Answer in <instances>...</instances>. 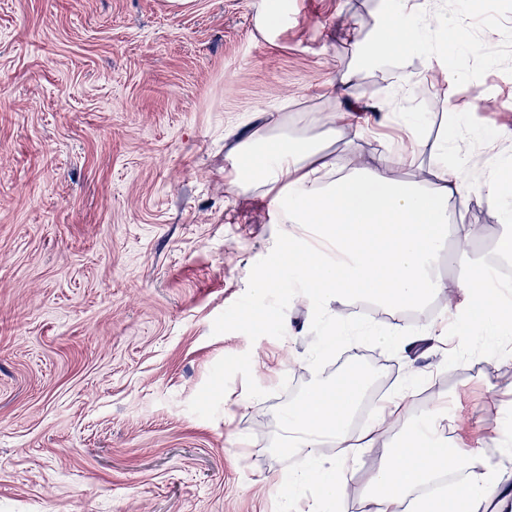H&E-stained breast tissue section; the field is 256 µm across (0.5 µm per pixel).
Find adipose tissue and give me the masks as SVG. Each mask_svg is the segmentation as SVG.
<instances>
[{
	"mask_svg": "<svg viewBox=\"0 0 512 512\" xmlns=\"http://www.w3.org/2000/svg\"><path fill=\"white\" fill-rule=\"evenodd\" d=\"M435 0H381L378 23L370 36L354 42L358 69L377 68L388 62L406 63L417 56L435 59L447 69L459 51L481 57V41L469 38V18L458 12L437 14ZM385 122H401L410 148H388L375 167L345 170L331 154L311 141L267 134L272 114L249 134L238 127L224 130L235 140V155L226 186L232 191L258 187L285 224L316 229L324 241L321 249H308L299 237L288 239V266L294 272L292 295L313 302L326 328L336 319L330 305L352 293L384 299L397 324L393 333L374 331V338L392 343L407 335L404 314L425 303L438 290L447 289L436 259L447 234H454L462 257L458 285L465 292L461 302L449 301L448 311L460 319L470 336L495 339L512 334V315L505 313L497 295L488 288L490 266L472 252L470 225L455 222L450 199H485L499 212L502 245L512 253V194L504 183L512 179V155L493 133L469 127L465 117L448 112V128L432 158L434 180L397 181L392 166L416 167L424 139L413 113H386ZM478 141V153L460 154L454 143L461 131ZM409 388H401L390 417L401 424L410 445L388 451L386 465L368 480L369 512H447L449 501H460L469 512L498 496L512 498V486L503 483L498 469L459 453L438 435L433 412L413 419ZM360 397L358 387L318 384L288 410L293 432L291 447L304 453L306 467L289 471L288 495L299 498L306 475H314L319 497L314 512H333L350 475V463L363 450L347 428ZM342 450L335 462L326 463V443Z\"/></svg>",
	"mask_w": 512,
	"mask_h": 512,
	"instance_id": "adipose-tissue-1",
	"label": "adipose tissue"
}]
</instances>
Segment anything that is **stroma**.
<instances>
[{
  "mask_svg": "<svg viewBox=\"0 0 512 512\" xmlns=\"http://www.w3.org/2000/svg\"><path fill=\"white\" fill-rule=\"evenodd\" d=\"M262 0H0V512H295L286 493L284 417L353 355L380 366L388 391L419 376L411 413L440 407L463 453L501 465L512 428V355L485 338L419 334L442 320L441 294L390 328L351 294L333 308L351 337L330 336L309 301L255 291L287 271L289 225L259 190H226L228 126L273 112L289 135L318 141L342 165H376L377 135L352 125L324 138L320 94L356 66L349 28L372 32L378 0H288L278 31ZM470 7L492 65L466 60L448 81L398 104L419 113L421 179L454 103L471 123L512 136V98L473 89L512 82V0ZM361 71L350 101L377 106L398 72ZM456 219L486 225L476 253L499 248L497 209L451 200ZM291 335H284L281 319ZM385 428L354 465L339 512H368L366 486Z\"/></svg>",
  "mask_w": 512,
  "mask_h": 512,
  "instance_id": "35a3bbf8",
  "label": "stroma"
}]
</instances>
